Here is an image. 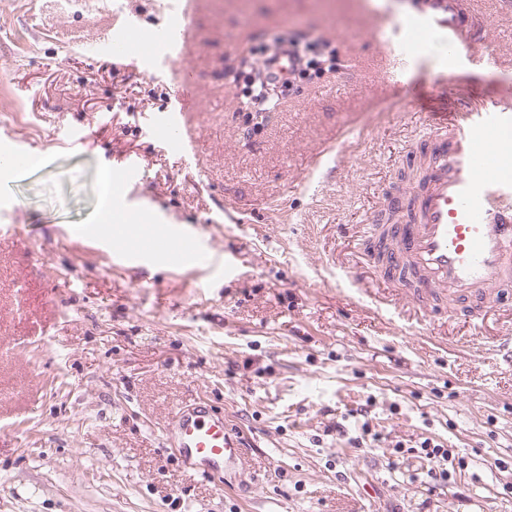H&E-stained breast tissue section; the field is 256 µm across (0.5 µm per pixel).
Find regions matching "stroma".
I'll use <instances>...</instances> for the list:
<instances>
[{
  "mask_svg": "<svg viewBox=\"0 0 512 512\" xmlns=\"http://www.w3.org/2000/svg\"><path fill=\"white\" fill-rule=\"evenodd\" d=\"M502 2L474 0L484 60L435 96L438 33L405 85L378 36L422 0H200L186 55L150 65L103 44L129 22L161 32L181 0H0V146L47 157L0 191V226L23 232L0 235V512H512V369L493 350L512 313L437 321L352 273L431 113L512 86ZM281 32L313 64L255 129L239 59ZM183 71L201 91L189 162L149 126ZM105 168L122 205L196 236L217 266L86 235ZM196 399L245 440L232 482L165 442ZM427 437L465 461L433 492L414 451Z\"/></svg>",
  "mask_w": 512,
  "mask_h": 512,
  "instance_id": "stroma-1",
  "label": "stroma"
}]
</instances>
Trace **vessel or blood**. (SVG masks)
<instances>
[{
  "label": "vessel or blood",
  "mask_w": 512,
  "mask_h": 512,
  "mask_svg": "<svg viewBox=\"0 0 512 512\" xmlns=\"http://www.w3.org/2000/svg\"><path fill=\"white\" fill-rule=\"evenodd\" d=\"M195 2L184 0L165 32L147 43L150 49L164 48L173 59L185 52ZM463 16L460 0H426L406 38L387 40L391 76L403 75L413 64L405 41L437 27L448 51V77L459 79L475 61L473 48L480 41L479 33L464 32ZM141 44L139 29L127 25L109 34L106 48L116 60L138 61ZM197 106L194 85L182 81L177 110L153 118L154 135L169 146L185 147V113ZM407 158L414 178L382 201L385 223L366 254L378 280L408 284L431 315L469 321L472 305L485 308L512 295V90L504 89L488 104L464 105L418 140ZM122 232L135 240L137 254L161 257L170 267L208 261L193 235L166 230L144 239L130 222ZM166 438L184 462L207 472L236 471L245 458L223 414L205 401L176 410Z\"/></svg>",
  "instance_id": "b4317fda"
}]
</instances>
